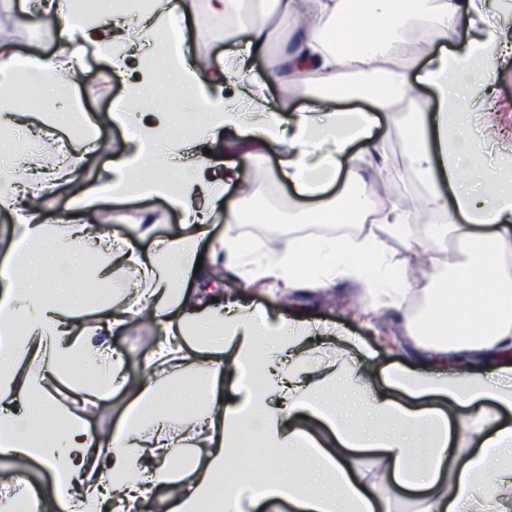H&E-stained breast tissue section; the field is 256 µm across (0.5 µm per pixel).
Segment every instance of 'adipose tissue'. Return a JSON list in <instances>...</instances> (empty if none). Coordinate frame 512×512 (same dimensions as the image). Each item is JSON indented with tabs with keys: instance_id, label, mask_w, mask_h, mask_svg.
Masks as SVG:
<instances>
[{
	"instance_id": "adipose-tissue-1",
	"label": "adipose tissue",
	"mask_w": 512,
	"mask_h": 512,
	"mask_svg": "<svg viewBox=\"0 0 512 512\" xmlns=\"http://www.w3.org/2000/svg\"><path fill=\"white\" fill-rule=\"evenodd\" d=\"M208 3L237 46L218 68L181 56L175 83L207 109L190 138L161 132L134 106L162 86L157 47L185 15V0H152L148 11L116 13L94 26L69 0H25L26 14L50 16L60 53L22 56L0 42V94L13 98L46 83L66 97L77 80L72 58L88 49L117 71L129 53L143 60L128 95L107 115L133 128V147L72 199L78 220L62 223L19 203L67 185L74 168L29 156L0 163V208L16 216L0 233V455L38 462L54 476L45 489L0 479V512H13L18 497L31 512L47 497L56 512H143L164 488L167 512H205L217 474L223 512H397L395 496L357 467L354 452L368 448L390 482L414 491L415 512H512V425L471 409L482 399L512 409V176L501 168L512 154L476 169L467 135L472 100L483 99L491 71L512 57L501 20L491 18L489 0ZM288 25L293 43L270 52ZM427 36L438 41L436 51L425 47ZM296 80L311 87L310 106L270 108L268 85ZM423 85L436 94L429 112L414 109ZM353 99L366 109H341ZM400 104L414 110L402 136L409 169L425 187L412 209L403 199L376 203L361 167L365 156L384 155L375 127ZM227 125L277 155L278 181L306 203L304 223L378 226L276 239L254 274L286 288L348 281L402 307L411 279L391 243L407 237L410 213L463 216L460 224L427 225L419 238L428 253L455 242L466 250L433 263L422 290L426 306L407 320L422 365L387 371L388 392L375 389L367 360L343 351L314 355L310 338L339 335L338 326L256 319L235 296L211 287L216 268L242 267L248 252L236 231L239 204L225 200L247 177L234 160L201 150ZM184 167L191 174L180 184L154 177ZM151 195L179 210L184 226L150 254L118 243L95 221L107 200ZM217 208L224 211L220 237L210 224ZM88 258L104 289L76 306L55 286ZM119 270L141 283L126 298L110 289ZM147 313L161 331L143 375L118 423L92 430L90 419L110 412L113 394L127 384L126 359L110 339ZM189 373L192 386L174 388L172 378ZM169 400L174 415L160 419ZM38 417L51 427L35 441L29 426ZM426 430L428 448L415 455ZM249 447L288 458L287 472L238 480ZM176 448L189 450L188 462L165 474Z\"/></svg>"
}]
</instances>
